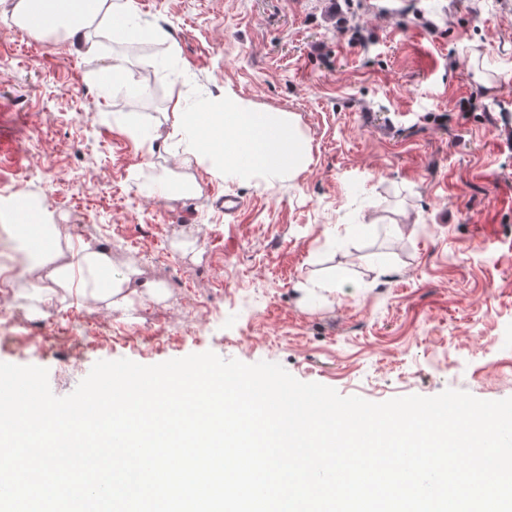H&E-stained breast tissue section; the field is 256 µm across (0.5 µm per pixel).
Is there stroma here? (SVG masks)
Instances as JSON below:
<instances>
[{
	"instance_id": "obj_1",
	"label": "stroma",
	"mask_w": 512,
	"mask_h": 512,
	"mask_svg": "<svg viewBox=\"0 0 512 512\" xmlns=\"http://www.w3.org/2000/svg\"><path fill=\"white\" fill-rule=\"evenodd\" d=\"M353 2L133 0L169 40L130 54L100 36L87 54L13 26L0 0V189L37 197L24 176L41 167L43 211L74 245L166 290L38 317L0 292V362L46 368L58 396L100 360L211 351L376 403L512 397V0ZM116 56L146 94L114 88ZM228 89L299 116L308 171L264 190L205 160L197 194L158 193L180 173L172 98Z\"/></svg>"
}]
</instances>
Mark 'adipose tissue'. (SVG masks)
Wrapping results in <instances>:
<instances>
[{"mask_svg":"<svg viewBox=\"0 0 512 512\" xmlns=\"http://www.w3.org/2000/svg\"><path fill=\"white\" fill-rule=\"evenodd\" d=\"M37 1L45 10L48 32L64 33L82 47L90 44L91 31L100 25L120 34L135 16L133 0H15L11 16L18 26L29 25ZM172 116L178 163L189 168L210 160L214 173L228 185L247 182L270 188L297 180L312 161L310 142L295 113L260 110L229 90L213 99L208 112L175 100ZM0 231L13 242L8 261L17 280L30 273L38 277L36 284L14 291L28 300L31 314L73 297L122 310L130 309L140 295L158 302L165 297L157 287L134 290L138 268L114 273L106 253L73 249L61 225L47 218L6 224Z\"/></svg>","mask_w":512,"mask_h":512,"instance_id":"1","label":"adipose tissue"}]
</instances>
